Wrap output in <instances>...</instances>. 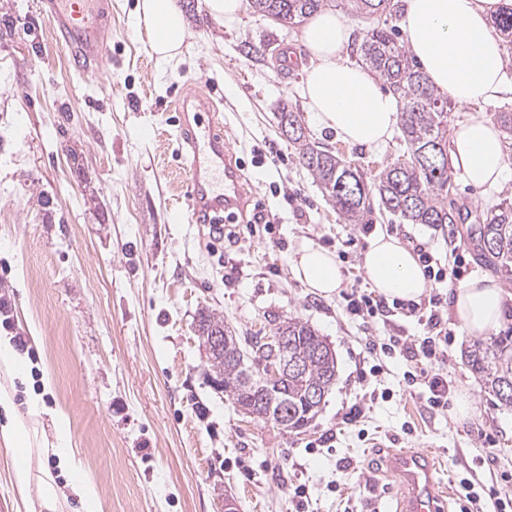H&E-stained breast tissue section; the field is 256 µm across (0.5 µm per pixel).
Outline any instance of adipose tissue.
Returning a JSON list of instances; mask_svg holds the SVG:
<instances>
[{"label":"adipose tissue","instance_id":"ef3b65f1","mask_svg":"<svg viewBox=\"0 0 512 512\" xmlns=\"http://www.w3.org/2000/svg\"><path fill=\"white\" fill-rule=\"evenodd\" d=\"M404 28L410 54L441 93L463 107V119L452 128L448 154L454 170L472 187L497 188L512 175V154L499 130L481 106L512 93L505 73V49L492 30L493 17L512 0H403ZM137 28L146 31L159 71H166L189 31L178 0H138ZM351 27L335 12L312 15L301 33L310 57L304 98L312 121L333 130L352 146L379 150L386 146L401 113L384 94L369 69L351 62L344 52ZM295 267L309 288L328 296L343 277L334 258L315 246L304 248ZM371 288L385 298L417 301L429 282L411 249L397 238L373 237L363 258ZM512 308V293L488 278H476L456 290L453 313L472 336L494 330ZM0 439L15 454L14 485L27 497L30 483L29 432L18 424L0 431Z\"/></svg>","mask_w":512,"mask_h":512}]
</instances>
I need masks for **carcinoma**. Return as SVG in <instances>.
Segmentation results:
<instances>
[{"instance_id":"obj_1","label":"carcinoma","mask_w":512,"mask_h":512,"mask_svg":"<svg viewBox=\"0 0 512 512\" xmlns=\"http://www.w3.org/2000/svg\"><path fill=\"white\" fill-rule=\"evenodd\" d=\"M330 0H251V7L285 27L299 25ZM360 15H390L393 0H346ZM359 59L383 80L401 106L400 141L405 146L377 177L343 160L331 149L307 141L299 113L282 108L278 125L298 150L300 164L323 196L334 203L347 224H370L379 210L407 224L456 223L455 203L448 200V102L408 56L395 30L386 23L370 28L356 46ZM477 251L485 263L512 273V211L504 210L479 225ZM199 341L217 333L224 346L209 360L224 393L244 414L270 421L285 431L305 427L319 413L336 376V357L310 325L286 317L275 333L287 338L288 361L298 370L273 384L257 364L268 356L260 336H235L214 313H199ZM472 369L484 374L500 406L512 408V333L489 344L479 343L468 355Z\"/></svg>"}]
</instances>
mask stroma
Wrapping results in <instances>:
<instances>
[{
  "label": "stroma",
  "mask_w": 512,
  "mask_h": 512,
  "mask_svg": "<svg viewBox=\"0 0 512 512\" xmlns=\"http://www.w3.org/2000/svg\"><path fill=\"white\" fill-rule=\"evenodd\" d=\"M137 0H112V60L79 78L38 0H0V297L25 365L0 389L14 401L0 427L26 426L34 449L28 500L12 483L13 457L0 440V512H46L36 489L59 488L56 512H82L70 476L44 443L73 449L101 512H397L386 462L415 449L437 458L444 482L467 478L498 497L512 493V409L499 407L472 370L476 344L451 318L454 288L431 285L449 320L447 410L427 407L403 380L405 362L372 353L390 336H421L402 314H349L352 287L378 233L420 245L439 265L465 260L466 278L493 273L476 250L478 227L512 205V176L482 192L451 177L463 218L445 228L393 216L347 224L301 166L277 112H298L310 141L371 174L398 155L350 146L317 127L303 97L309 58L300 27H278L244 7L219 22L205 0H179L190 32L182 54L157 77ZM265 43L264 59L245 43ZM214 101L252 201L277 217L247 218L214 234L182 224L183 149L175 102L195 86ZM330 252L344 282L328 297L298 275L299 251ZM238 335L270 334L278 319L308 322L336 355V380L304 429L286 432L242 414L217 384L195 333L200 310ZM381 373H372V365ZM366 399L360 421L346 420Z\"/></svg>",
  "instance_id": "obj_1"
}]
</instances>
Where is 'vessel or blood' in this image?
Instances as JSON below:
<instances>
[{
  "instance_id": "b4317fda",
  "label": "vessel or blood",
  "mask_w": 512,
  "mask_h": 512,
  "mask_svg": "<svg viewBox=\"0 0 512 512\" xmlns=\"http://www.w3.org/2000/svg\"><path fill=\"white\" fill-rule=\"evenodd\" d=\"M41 9L70 53L75 69L99 74L110 60L111 0H41ZM214 103L196 89L179 102V139L185 147L190 224L222 226L226 215L245 211L249 199L231 145L211 114ZM398 489L399 512H442L447 489L439 468L424 452L396 453L389 467Z\"/></svg>"
}]
</instances>
